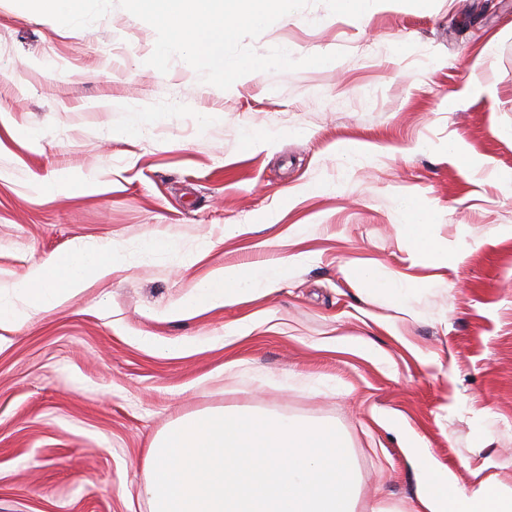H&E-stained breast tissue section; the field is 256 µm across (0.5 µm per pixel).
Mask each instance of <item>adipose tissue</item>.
Here are the masks:
<instances>
[{
	"label": "adipose tissue",
	"mask_w": 512,
	"mask_h": 512,
	"mask_svg": "<svg viewBox=\"0 0 512 512\" xmlns=\"http://www.w3.org/2000/svg\"><path fill=\"white\" fill-rule=\"evenodd\" d=\"M400 206L407 219L405 233L420 254L437 265L452 264V250L431 233L437 221L435 212L415 196L403 198ZM122 261V245L112 242L76 246L34 264L22 277L0 284V325L57 310L92 283L111 276ZM289 269L286 258L260 266L216 268L180 299L172 314L179 318L195 316L233 305L246 295L271 292ZM423 474L420 502L424 512H512V486L494 478L462 488L447 472L432 465H424Z\"/></svg>",
	"instance_id": "adipose-tissue-1"
}]
</instances>
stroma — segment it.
Here are the masks:
<instances>
[{
  "label": "stroma",
  "mask_w": 512,
  "mask_h": 512,
  "mask_svg": "<svg viewBox=\"0 0 512 512\" xmlns=\"http://www.w3.org/2000/svg\"><path fill=\"white\" fill-rule=\"evenodd\" d=\"M155 40L117 5L72 29L0 0V282L79 243L125 255L58 310L0 327V512H151L152 441L218 410L335 426L357 512H419L426 462L462 487L512 486V0L357 19L316 0L251 45L341 59L226 90L178 58L154 71ZM119 126L131 134L113 139ZM249 131L274 137L248 150ZM346 142L366 154L346 159ZM64 171L88 185L46 191ZM406 196L437 213L455 267L407 239ZM147 236L167 246L145 265ZM297 254L270 294L170 316L215 268ZM352 266L408 277L405 304L355 288ZM138 336L195 345L174 356Z\"/></svg>",
  "instance_id": "stroma-1"
}]
</instances>
